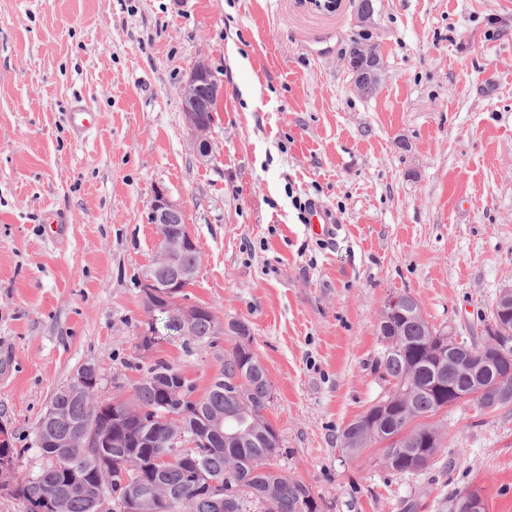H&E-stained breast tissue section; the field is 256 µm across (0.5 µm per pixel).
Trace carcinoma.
<instances>
[{"label": "carcinoma", "instance_id": "cac0c4a2", "mask_svg": "<svg viewBox=\"0 0 512 512\" xmlns=\"http://www.w3.org/2000/svg\"><path fill=\"white\" fill-rule=\"evenodd\" d=\"M400 312L380 318L383 352L379 367L393 387L386 398L352 420L342 431L345 449L360 454L370 443L383 444L380 464L395 473H412L433 465L440 433L423 419L448 407V389L476 393L480 408L512 404V336L488 335L481 347L466 346L441 361L430 348L448 339L410 300ZM210 313L197 318L191 339L212 343ZM237 342L224 354L222 371L207 393L196 399L189 380L170 365L156 361L135 387L134 408L139 415L116 422L110 403H101L65 384L52 394L61 411L53 422H38L36 439L43 464L15 484L13 496L25 512H38L45 500L61 501V512H95L98 471L112 455V512H126L128 492L142 499L141 512H320L311 487L268 466L280 447L279 435L266 417L271 402L267 369L246 343L249 329L229 322ZM181 424L183 448L169 436L167 415ZM224 417L225 430L212 426ZM115 438L120 448L71 447L64 440L75 435L74 425ZM222 493L210 494L198 479Z\"/></svg>", "mask_w": 512, "mask_h": 512}]
</instances>
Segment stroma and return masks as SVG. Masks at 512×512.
<instances>
[{
    "label": "stroma",
    "instance_id": "stroma-1",
    "mask_svg": "<svg viewBox=\"0 0 512 512\" xmlns=\"http://www.w3.org/2000/svg\"><path fill=\"white\" fill-rule=\"evenodd\" d=\"M357 0H0V426L38 470L35 428L84 364L98 401L132 400L164 360L205 393L232 333L200 345L157 314L142 355L149 202L182 208L200 256L190 302L248 325L279 439L270 467L322 512H456L478 494L512 512V405L463 401L430 422L429 469L396 475L343 448L387 395L379 319L410 293L482 346L512 286V0H374L386 78L355 95L342 63ZM218 97L200 156L182 114L196 60ZM99 122L74 138L69 107ZM339 225L307 232L293 198ZM67 213L48 237V213Z\"/></svg>",
    "mask_w": 512,
    "mask_h": 512
}]
</instances>
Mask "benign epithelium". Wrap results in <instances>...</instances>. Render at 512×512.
I'll return each mask as SVG.
<instances>
[{
    "label": "benign epithelium",
    "mask_w": 512,
    "mask_h": 512,
    "mask_svg": "<svg viewBox=\"0 0 512 512\" xmlns=\"http://www.w3.org/2000/svg\"><path fill=\"white\" fill-rule=\"evenodd\" d=\"M375 8L361 6L354 14L358 33L370 34L375 26ZM344 60L352 76L354 91L366 95L377 87L383 79L378 43L356 39L345 54ZM208 67L203 61L196 62L183 86V114L187 126L194 135L193 145L203 157L211 152L208 139L209 125L201 113L209 110L210 101L200 95V81L207 77ZM151 223L159 227V247L154 263L143 274L145 293L153 300L155 309L168 314L169 322L178 328L182 336L191 335L196 316L203 310L199 304L181 302L179 293L188 288L196 279L197 267L182 263V253L196 247L195 241L184 224H171L169 219L180 211V207L171 201L162 189L154 191L150 204ZM72 383L80 391H93L99 384V373L95 366L84 365L80 368Z\"/></svg>",
    "instance_id": "1"
}]
</instances>
